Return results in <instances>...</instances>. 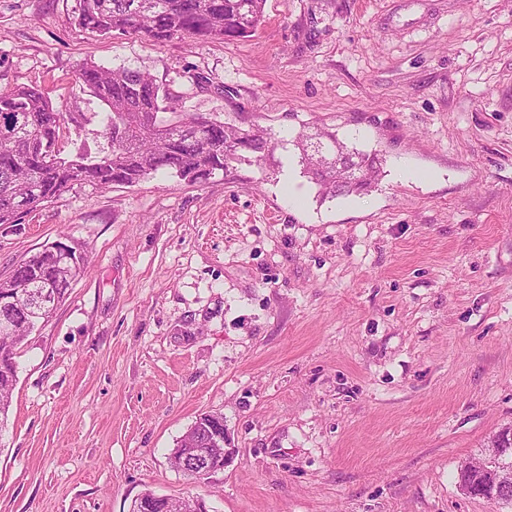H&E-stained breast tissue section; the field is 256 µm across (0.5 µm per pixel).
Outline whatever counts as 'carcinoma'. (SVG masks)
I'll return each mask as SVG.
<instances>
[{"label": "carcinoma", "instance_id": "cac0c4a2", "mask_svg": "<svg viewBox=\"0 0 512 512\" xmlns=\"http://www.w3.org/2000/svg\"><path fill=\"white\" fill-rule=\"evenodd\" d=\"M266 0H76L75 23L82 31L112 36L143 34L156 43L175 37L202 40L245 39L265 20ZM79 78L105 107L100 135L101 156L84 152L64 157L58 148L66 123L78 117L53 110L36 87L0 90V224H20L24 205L42 207L74 185L103 189L133 186L160 172L190 182H205L235 164L261 165L274 158L279 144L258 125L242 126L201 114L175 112L170 93L131 68L85 65ZM206 121L204 137L195 125ZM303 173L324 197L360 194L380 176L375 153L348 147L334 133H300ZM85 273L81 256L55 243L28 257L9 276L0 278V434L8 426V410L16 383L15 347L50 317L44 296L59 303L71 282ZM216 416L204 414L190 427L204 444ZM197 458L176 448L172 464L197 482L223 458V449H209Z\"/></svg>", "mask_w": 512, "mask_h": 512}]
</instances>
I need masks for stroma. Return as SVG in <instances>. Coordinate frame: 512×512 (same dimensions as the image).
<instances>
[{"mask_svg":"<svg viewBox=\"0 0 512 512\" xmlns=\"http://www.w3.org/2000/svg\"><path fill=\"white\" fill-rule=\"evenodd\" d=\"M75 0H0V90L37 85L98 155L83 64L150 74L180 112L270 130L273 164L204 183L76 185L0 224V277L63 243L87 272L17 350L0 512H512L459 469L512 425V0H267L244 40L79 32ZM205 76L200 89L191 75ZM378 153L321 199L299 132ZM204 413L235 454L170 460Z\"/></svg>","mask_w":512,"mask_h":512,"instance_id":"1","label":"stroma"}]
</instances>
